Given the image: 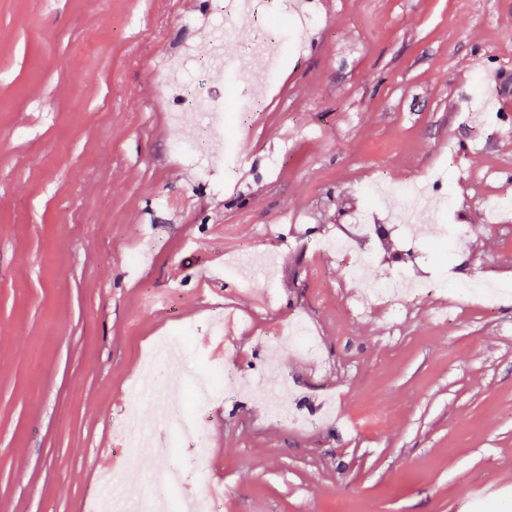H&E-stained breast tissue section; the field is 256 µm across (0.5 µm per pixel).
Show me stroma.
Returning <instances> with one entry per match:
<instances>
[{"label":"stroma","instance_id":"1","mask_svg":"<svg viewBox=\"0 0 512 512\" xmlns=\"http://www.w3.org/2000/svg\"><path fill=\"white\" fill-rule=\"evenodd\" d=\"M199 0H0V512H83L152 349L245 388L202 405L223 512H512V0H314L240 12L285 49L265 109L197 180L159 61L209 41ZM447 197L466 241L375 240L362 279L323 248L376 179ZM410 270L419 298L377 299ZM493 280L492 304L466 294ZM232 333L210 330L216 309ZM302 322L313 353L270 364ZM310 426L275 423L271 404Z\"/></svg>","mask_w":512,"mask_h":512}]
</instances>
